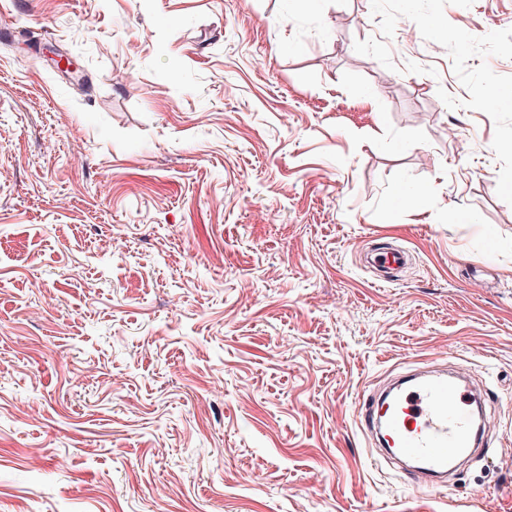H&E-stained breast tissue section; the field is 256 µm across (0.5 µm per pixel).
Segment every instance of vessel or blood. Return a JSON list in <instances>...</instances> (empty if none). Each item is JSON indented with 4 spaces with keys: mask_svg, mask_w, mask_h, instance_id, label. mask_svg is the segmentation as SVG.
<instances>
[{
    "mask_svg": "<svg viewBox=\"0 0 512 512\" xmlns=\"http://www.w3.org/2000/svg\"><path fill=\"white\" fill-rule=\"evenodd\" d=\"M474 415L470 377L437 367L398 377L390 396L360 408L357 418L361 431L378 429L382 446L407 461L412 490L429 491L454 463L479 453Z\"/></svg>",
    "mask_w": 512,
    "mask_h": 512,
    "instance_id": "obj_1",
    "label": "vessel or blood"
}]
</instances>
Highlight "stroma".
<instances>
[{
  "instance_id": "1",
  "label": "stroma",
  "mask_w": 512,
  "mask_h": 512,
  "mask_svg": "<svg viewBox=\"0 0 512 512\" xmlns=\"http://www.w3.org/2000/svg\"><path fill=\"white\" fill-rule=\"evenodd\" d=\"M2 24L0 512H512V0ZM433 364L486 451L417 494L354 408Z\"/></svg>"
}]
</instances>
